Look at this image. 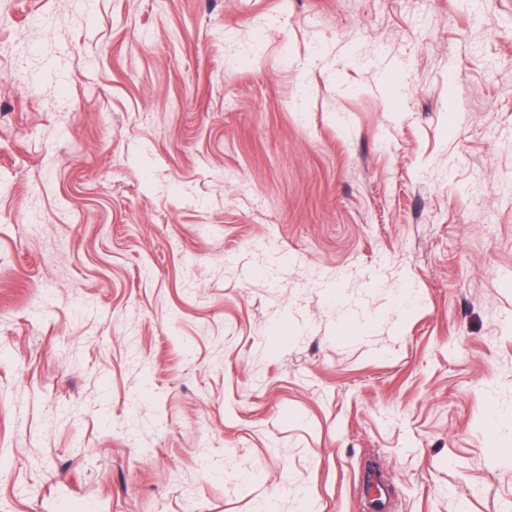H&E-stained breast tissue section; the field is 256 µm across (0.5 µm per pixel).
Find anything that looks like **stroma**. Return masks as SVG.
I'll return each instance as SVG.
<instances>
[{
    "label": "stroma",
    "instance_id": "35a3bbf8",
    "mask_svg": "<svg viewBox=\"0 0 512 512\" xmlns=\"http://www.w3.org/2000/svg\"><path fill=\"white\" fill-rule=\"evenodd\" d=\"M369 466L512 512V0H0V512Z\"/></svg>",
    "mask_w": 512,
    "mask_h": 512
}]
</instances>
